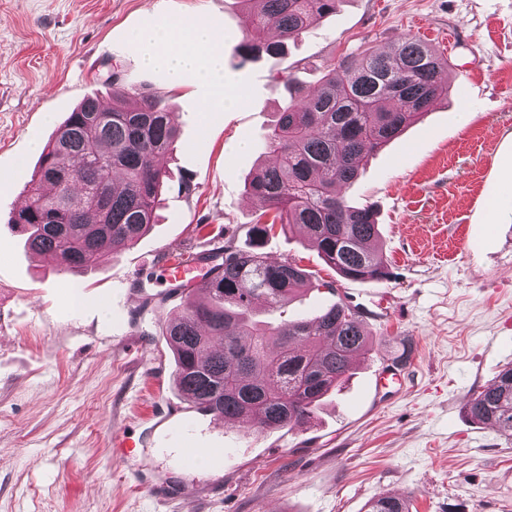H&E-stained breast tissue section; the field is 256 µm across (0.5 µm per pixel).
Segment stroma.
Listing matches in <instances>:
<instances>
[{
    "mask_svg": "<svg viewBox=\"0 0 512 512\" xmlns=\"http://www.w3.org/2000/svg\"><path fill=\"white\" fill-rule=\"evenodd\" d=\"M164 16L222 29L235 105L200 111L205 86L142 65L130 32ZM242 16L238 0H0V512H366L394 494L410 512H512V436L467 413L512 364V0H340L286 55L255 61L238 54ZM407 36L447 57L448 95L341 190L375 206L389 280L338 277L296 228L262 246L311 278L259 319L342 300L362 314L368 350L313 421L220 425L174 383L162 329L181 300L166 295L165 259L228 228L248 244L262 204L244 183L272 163L260 145L289 100L278 71L309 88L334 59ZM115 69L165 93L179 138L156 224L69 271L33 256L9 220L42 145L84 97L111 102ZM135 271L153 287L129 291ZM407 344L400 381L376 386ZM122 435L134 449L115 447Z\"/></svg>",
    "mask_w": 512,
    "mask_h": 512,
    "instance_id": "stroma-1",
    "label": "stroma"
}]
</instances>
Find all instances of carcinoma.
Returning <instances> with one entry per match:
<instances>
[{"label": "carcinoma", "mask_w": 512, "mask_h": 512, "mask_svg": "<svg viewBox=\"0 0 512 512\" xmlns=\"http://www.w3.org/2000/svg\"><path fill=\"white\" fill-rule=\"evenodd\" d=\"M246 5L238 45L243 60L284 50L339 0H240ZM448 60L406 37L385 53L348 54L329 65L309 93L288 72L294 91L261 146L275 155L257 169L247 191L263 204L250 228L251 244L227 241L195 254L207 267L206 300L183 285L182 312L165 325L175 357L176 385L203 412L239 417L258 430L309 421L319 401L343 381L368 348L359 311L339 301L311 318L272 327L251 319L255 303L282 308L308 285L296 261L273 262L260 239L275 228H299L341 278L382 282L377 211L353 207L340 189L358 176L372 151L399 136L448 95ZM112 107L85 97L45 145L26 188L27 205L11 227L26 246L72 270L90 255L131 247L154 224L168 179L159 160L177 126L165 96L123 84L114 71ZM472 420L512 435V365L467 404ZM367 512H410L400 497L380 496Z\"/></svg>", "instance_id": "obj_1"}]
</instances>
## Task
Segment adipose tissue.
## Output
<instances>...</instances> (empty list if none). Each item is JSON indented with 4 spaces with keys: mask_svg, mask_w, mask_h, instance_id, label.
Here are the masks:
<instances>
[{
    "mask_svg": "<svg viewBox=\"0 0 512 512\" xmlns=\"http://www.w3.org/2000/svg\"><path fill=\"white\" fill-rule=\"evenodd\" d=\"M134 39L144 65L167 71L174 82L206 83L210 89L202 104L205 112L223 110L232 99L224 91L222 30L185 18H164L137 30Z\"/></svg>",
    "mask_w": 512,
    "mask_h": 512,
    "instance_id": "ef3b65f1",
    "label": "adipose tissue"
}]
</instances>
